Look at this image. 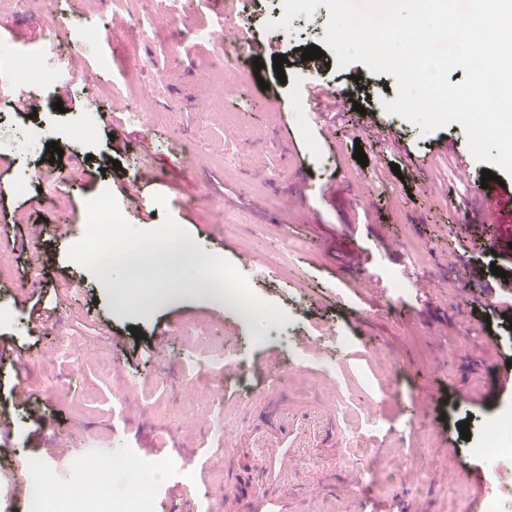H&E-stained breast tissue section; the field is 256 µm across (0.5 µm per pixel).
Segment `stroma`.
Masks as SVG:
<instances>
[{"label":"stroma","mask_w":512,"mask_h":512,"mask_svg":"<svg viewBox=\"0 0 512 512\" xmlns=\"http://www.w3.org/2000/svg\"><path fill=\"white\" fill-rule=\"evenodd\" d=\"M169 9L0 0V20L25 16L0 30V45L60 75L0 85V418L12 433L0 480L37 459L54 472L52 495L66 496L81 480L75 462L105 454L118 462L99 471L94 512L140 485L143 463L161 471L153 512H446L452 476L464 490L457 512H512V456L481 452L512 419V330L489 318L496 282L473 288L464 276L468 263L512 264V176L485 199L460 123L426 133L384 110L397 96L391 75L339 68L330 51L325 66H285L281 81L235 49L244 22L283 50L321 44L326 6L285 31L271 26L282 0H252L219 49L208 39L221 20L213 0ZM55 15L82 31L77 44L45 45ZM356 76L379 127L357 112L315 121L309 84L340 92ZM20 96L34 117L12 110ZM114 111L143 121L107 124ZM53 141L75 158L61 179L47 173ZM115 148L120 167L86 176ZM152 167L158 177L132 201L124 179ZM106 190L138 228L173 217L288 322L198 291L195 271L172 302L129 285L116 299L67 255L86 200ZM37 295L59 313L44 331L30 316ZM149 345L154 356L136 358ZM19 378L41 420L12 396ZM188 453L190 482L164 475ZM230 457L259 470L268 492L226 494Z\"/></svg>","instance_id":"1"}]
</instances>
